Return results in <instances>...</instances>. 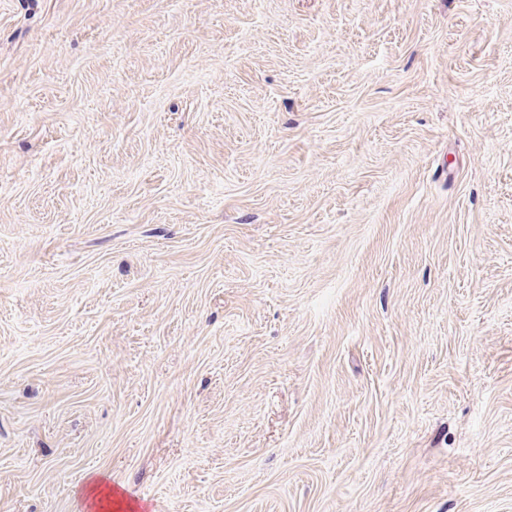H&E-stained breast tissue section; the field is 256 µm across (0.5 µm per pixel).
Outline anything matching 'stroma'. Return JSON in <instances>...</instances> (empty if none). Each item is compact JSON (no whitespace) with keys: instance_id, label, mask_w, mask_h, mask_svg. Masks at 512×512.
<instances>
[{"instance_id":"35a3bbf8","label":"stroma","mask_w":512,"mask_h":512,"mask_svg":"<svg viewBox=\"0 0 512 512\" xmlns=\"http://www.w3.org/2000/svg\"><path fill=\"white\" fill-rule=\"evenodd\" d=\"M512 512V0H0V512Z\"/></svg>"}]
</instances>
